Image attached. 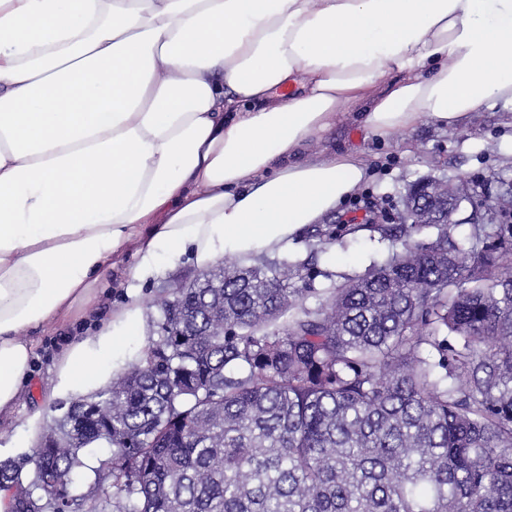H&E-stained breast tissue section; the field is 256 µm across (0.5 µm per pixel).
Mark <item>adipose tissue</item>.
Listing matches in <instances>:
<instances>
[{
	"mask_svg": "<svg viewBox=\"0 0 512 512\" xmlns=\"http://www.w3.org/2000/svg\"><path fill=\"white\" fill-rule=\"evenodd\" d=\"M512 107V0H0V414L128 242L159 260L288 245L367 175L311 153L342 110L382 141ZM138 298L66 348L52 396L115 367Z\"/></svg>",
	"mask_w": 512,
	"mask_h": 512,
	"instance_id": "ef3b65f1",
	"label": "adipose tissue"
}]
</instances>
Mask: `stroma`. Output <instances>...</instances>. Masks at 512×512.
<instances>
[{
    "label": "stroma",
    "instance_id": "1",
    "mask_svg": "<svg viewBox=\"0 0 512 512\" xmlns=\"http://www.w3.org/2000/svg\"><path fill=\"white\" fill-rule=\"evenodd\" d=\"M314 148L358 152L366 160L369 174L339 212L326 218L323 224L324 229L335 235V243L323 244L315 229L309 227L285 252L266 256L270 262L284 257L308 261L305 276L312 292L307 295L306 304L310 307L318 305L319 290L362 276L371 265L384 263L392 252L401 250V241L386 236L384 230L399 223L403 200L416 181L433 176L467 182L469 195L452 216L453 236L465 247L470 244L473 225L491 223L490 205L506 184H512V112L499 106L473 113L453 139L446 129L425 122L405 131L397 140L383 142L366 137L356 124L342 120ZM372 203L378 207L380 224L375 231L360 226ZM136 250L133 242L123 247L111 270L97 283L93 299L82 305L76 318L24 330V337L34 345V358L28 382L12 413L0 417L1 460L23 463L25 472H32L33 449H8L5 441L27 432L29 420L35 414L40 417L37 434L45 436L55 418L68 410L69 400L50 395L63 350L76 339L93 335L97 325L107 322L126 303L128 295L134 294L140 300L141 315L117 361L118 369H125L129 357L156 338L157 324L162 318L161 299L174 283L190 281L199 273L194 262L184 259L162 265L145 279H133L128 271L137 261Z\"/></svg>",
    "mask_w": 512,
    "mask_h": 512
}]
</instances>
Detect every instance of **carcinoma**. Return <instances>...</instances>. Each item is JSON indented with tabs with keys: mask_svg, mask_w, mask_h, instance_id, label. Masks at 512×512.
<instances>
[{
	"mask_svg": "<svg viewBox=\"0 0 512 512\" xmlns=\"http://www.w3.org/2000/svg\"><path fill=\"white\" fill-rule=\"evenodd\" d=\"M423 226L434 241L313 309L287 259L177 285L159 338L69 407L29 483L0 462L12 512L58 485L87 512H512V244L461 248L410 191L396 232ZM98 442L112 457L89 480Z\"/></svg>",
	"mask_w": 512,
	"mask_h": 512,
	"instance_id": "cac0c4a2",
	"label": "carcinoma"
}]
</instances>
